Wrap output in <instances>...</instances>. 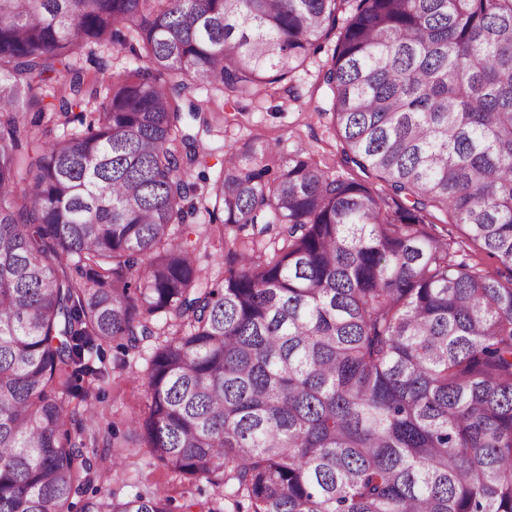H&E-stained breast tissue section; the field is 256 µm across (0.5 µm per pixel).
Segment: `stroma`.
<instances>
[{
	"mask_svg": "<svg viewBox=\"0 0 512 512\" xmlns=\"http://www.w3.org/2000/svg\"><path fill=\"white\" fill-rule=\"evenodd\" d=\"M329 61V53L322 51L310 56L296 71L290 79L297 92L296 99L286 100L276 95L240 99L228 121L216 122L211 132L200 134L199 149L206 155L209 177L217 176L225 145L255 137L279 142L286 153L300 147L309 148L334 171H341L339 141L329 118L316 112L325 103L318 74ZM196 223L199 231L210 236L197 255L201 275L208 283L223 276L227 261L225 244L235 238L237 231L229 226L218 229L204 213ZM155 346V341H146L139 353L123 359L116 349L106 348L104 364L110 370L109 379L94 384L93 399L72 397L67 401L72 413L84 416L94 413L100 415L102 424L113 425L118 441L125 446L118 469L103 473L94 485L102 496L112 492L120 497L139 491L156 492L171 500L176 510L191 500H217L221 493L219 487L204 481L195 483L168 470L129 426L132 417L144 415L147 410V360Z\"/></svg>",
	"mask_w": 512,
	"mask_h": 512,
	"instance_id": "1",
	"label": "stroma"
}]
</instances>
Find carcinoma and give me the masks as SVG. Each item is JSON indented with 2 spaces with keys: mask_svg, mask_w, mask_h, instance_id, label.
<instances>
[{
  "mask_svg": "<svg viewBox=\"0 0 512 512\" xmlns=\"http://www.w3.org/2000/svg\"><path fill=\"white\" fill-rule=\"evenodd\" d=\"M327 44L365 178L250 139L199 199L194 92L292 98ZM202 210L276 248L201 287ZM439 222L512 277V0H0V512H169L98 499L65 408L152 336L132 426L232 512H512V286ZM95 62L97 65L90 64L89 62L85 65L91 69L100 66L104 69L105 75L109 76L113 72L122 71L124 67L133 65V60L125 51L118 52L116 50H100L97 51ZM447 229L448 234L453 237L456 242H460V244L463 245L464 252L461 253L467 254V256H465L467 261L477 263L478 266L483 268L485 271L496 272L498 263L494 258L489 257L486 251L478 247L473 245L466 246L461 243V240H464V237L462 236L461 230L456 226L448 224Z\"/></svg>",
  "mask_w": 512,
  "mask_h": 512,
  "instance_id": "1",
  "label": "carcinoma"
}]
</instances>
